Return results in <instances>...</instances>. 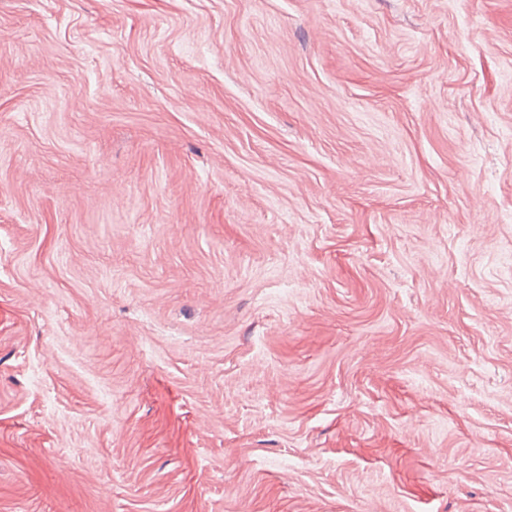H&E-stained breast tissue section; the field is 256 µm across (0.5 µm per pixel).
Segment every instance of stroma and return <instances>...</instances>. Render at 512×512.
Returning <instances> with one entry per match:
<instances>
[{
    "mask_svg": "<svg viewBox=\"0 0 512 512\" xmlns=\"http://www.w3.org/2000/svg\"><path fill=\"white\" fill-rule=\"evenodd\" d=\"M0 512H512V0H0Z\"/></svg>",
    "mask_w": 512,
    "mask_h": 512,
    "instance_id": "obj_1",
    "label": "stroma"
}]
</instances>
